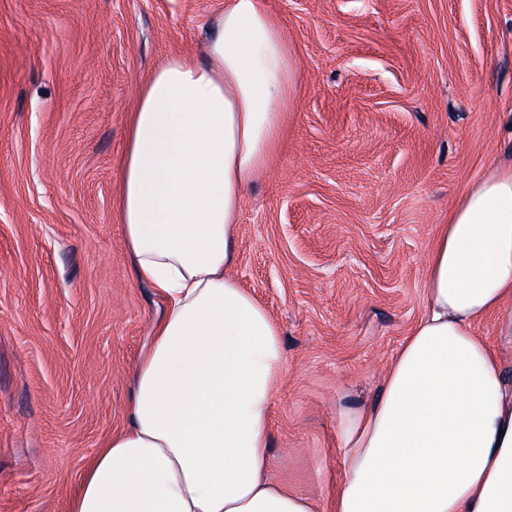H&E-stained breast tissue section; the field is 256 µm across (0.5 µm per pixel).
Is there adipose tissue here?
Instances as JSON below:
<instances>
[{"instance_id": "obj_1", "label": "adipose tissue", "mask_w": 512, "mask_h": 512, "mask_svg": "<svg viewBox=\"0 0 512 512\" xmlns=\"http://www.w3.org/2000/svg\"><path fill=\"white\" fill-rule=\"evenodd\" d=\"M298 65L259 0H224L202 59L166 58L128 116L115 210L139 281L168 301L126 426L69 512H319L268 473L280 332L231 274ZM495 316L493 338L474 332ZM330 512H512V166L472 184L429 246L424 312L345 429Z\"/></svg>"}]
</instances>
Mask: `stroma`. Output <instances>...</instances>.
Returning a JSON list of instances; mask_svg holds the SVG:
<instances>
[{
    "mask_svg": "<svg viewBox=\"0 0 512 512\" xmlns=\"http://www.w3.org/2000/svg\"><path fill=\"white\" fill-rule=\"evenodd\" d=\"M298 64L233 272L281 330L270 474L328 508L348 416L423 313L428 247L512 162V0H260ZM224 0H0V512H68L165 299L113 199L150 72Z\"/></svg>",
    "mask_w": 512,
    "mask_h": 512,
    "instance_id": "35a3bbf8",
    "label": "stroma"
}]
</instances>
